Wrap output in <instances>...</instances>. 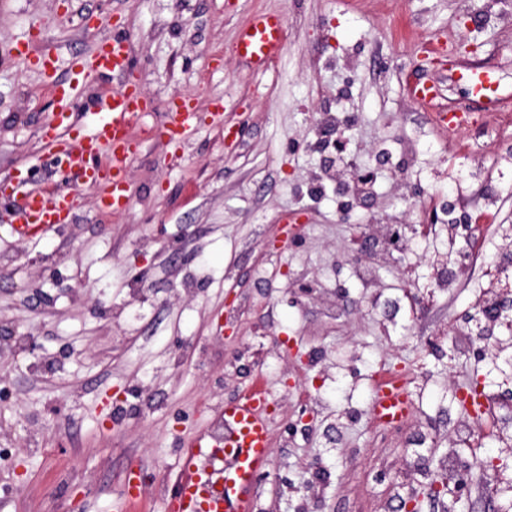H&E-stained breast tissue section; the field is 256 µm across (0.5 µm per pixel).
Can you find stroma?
<instances>
[{
  "label": "stroma",
  "mask_w": 512,
  "mask_h": 512,
  "mask_svg": "<svg viewBox=\"0 0 512 512\" xmlns=\"http://www.w3.org/2000/svg\"><path fill=\"white\" fill-rule=\"evenodd\" d=\"M275 12L282 54L263 68L233 47L255 15ZM127 40L126 74L93 73L91 103L136 84L148 110L132 127L130 205L99 206L48 157L52 79L67 80L101 39ZM443 44L426 62L415 34ZM56 60L54 78L13 55L18 41ZM480 66L512 93V0H0V181L70 185L73 223L22 240L20 197H0V512H116L127 476L131 512H166L184 443L225 401L262 382L270 457L255 512H403L443 475L456 397L476 379L512 389V326L448 360L512 230V131L479 109L472 147L440 135L434 112L467 106L456 68ZM435 83L429 104L407 91ZM200 115L177 145L154 136L174 96ZM350 116L356 164L393 153L367 203L326 169L315 113ZM438 222L422 235L414 199ZM489 224L473 239L469 222ZM409 224L401 257L374 262L363 287L348 256L367 224ZM472 262L436 293L428 255ZM403 373L410 440L378 432L375 382ZM470 465L461 498L422 512H512V410ZM493 494H485L484 485Z\"/></svg>",
  "instance_id": "35a3bbf8"
}]
</instances>
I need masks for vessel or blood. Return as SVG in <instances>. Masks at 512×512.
Segmentation results:
<instances>
[{"mask_svg":"<svg viewBox=\"0 0 512 512\" xmlns=\"http://www.w3.org/2000/svg\"><path fill=\"white\" fill-rule=\"evenodd\" d=\"M285 33L278 16L254 17L236 42L235 51L243 60L262 67L281 53ZM129 67L126 41L115 35L100 44L91 68L97 72L121 74ZM473 95L493 107H501L504 94L490 72L471 68L466 77ZM90 113L91 131L79 144L72 145L66 127L51 123L44 142L47 150L64 158L74 181L102 188V203L121 209L127 203L126 161L132 152L130 130L146 109L137 88L99 98ZM198 114L187 101H176L168 125L160 136L180 140L194 127ZM108 150L111 161L102 167L86 163L89 156ZM22 204L12 231L18 238L35 239L56 227L70 223L76 210V197L53 189L30 190L16 184ZM268 393L252 388L244 396L225 402L220 413L223 433L200 434L185 443L179 479L168 506L171 512H251L250 492L257 476L267 465L270 437L262 411ZM371 408L375 414L392 418L406 413L408 400L401 386L375 385Z\"/></svg>","mask_w":512,"mask_h":512,"instance_id":"b4317fda","label":"vessel or blood"}]
</instances>
